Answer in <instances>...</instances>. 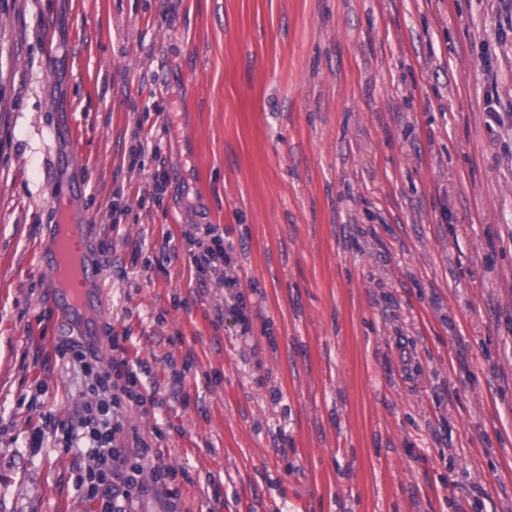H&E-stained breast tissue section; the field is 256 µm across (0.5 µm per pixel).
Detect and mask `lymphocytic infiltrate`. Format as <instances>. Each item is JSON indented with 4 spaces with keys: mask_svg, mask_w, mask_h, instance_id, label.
Listing matches in <instances>:
<instances>
[{
    "mask_svg": "<svg viewBox=\"0 0 512 512\" xmlns=\"http://www.w3.org/2000/svg\"><path fill=\"white\" fill-rule=\"evenodd\" d=\"M202 231L210 243L192 257L200 283L214 282L235 290L238 279L230 273L233 263L223 234L210 224L203 225ZM108 341L112 357L104 366L97 355L82 346L72 344L64 350L65 356L92 379L88 388L91 399L82 408L79 427L60 428L64 447L85 451L86 464L77 476V484L87 498L96 502L98 512H127L135 490L163 498V512H178L172 471L154 464L150 483H143V469L146 461H151L152 448L137 430L126 428L121 420L126 404L142 406L155 403L156 398L141 391L138 374L126 357V336L114 334Z\"/></svg>",
    "mask_w": 512,
    "mask_h": 512,
    "instance_id": "f902f5d3",
    "label": "lymphocytic infiltrate"
}]
</instances>
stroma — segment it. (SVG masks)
Here are the masks:
<instances>
[{"label": "stroma", "instance_id": "1", "mask_svg": "<svg viewBox=\"0 0 512 512\" xmlns=\"http://www.w3.org/2000/svg\"><path fill=\"white\" fill-rule=\"evenodd\" d=\"M64 182L181 512H512V0H0V512L97 510L34 258ZM196 230L203 231L206 237H210L211 243L199 254H191L198 279L203 285L215 282L228 288L230 298L235 300V303L229 304V308L243 325V333H246L249 331V320L244 313V297L233 293V288H238V278L228 273L234 267L230 255L232 247L224 245V235L212 224L197 225Z\"/></svg>", "mask_w": 512, "mask_h": 512}]
</instances>
